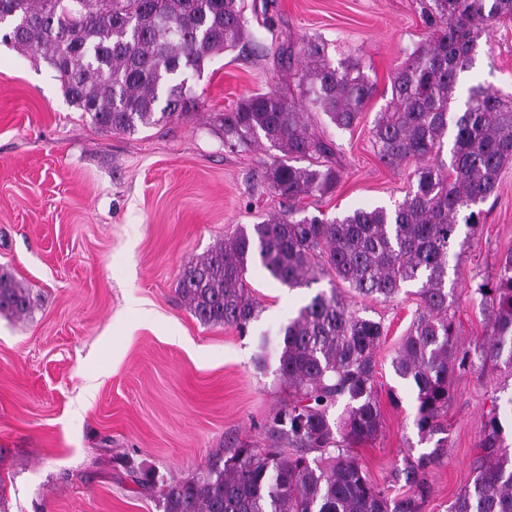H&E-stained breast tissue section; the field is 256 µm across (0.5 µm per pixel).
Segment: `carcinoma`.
<instances>
[{
  "mask_svg": "<svg viewBox=\"0 0 512 512\" xmlns=\"http://www.w3.org/2000/svg\"><path fill=\"white\" fill-rule=\"evenodd\" d=\"M428 39L390 78V98L372 137L380 159L424 161L410 190L392 209H355L333 220L300 215L298 202L335 192V146L316 131L324 114L341 130L359 122L374 85L358 59L333 62L327 43L296 44L277 37L275 61L286 90L257 92L217 113L224 142L254 151L266 142L278 154L262 161L270 188L288 207L241 226L207 256L182 267L178 292L203 325L248 332L262 311L247 285L260 265L288 288L335 276L359 296L392 299L420 283L421 309L401 339L391 366L416 392L417 426L433 449L408 459L401 475L409 494L397 498L375 485L353 446L382 428L376 353L379 321L349 308L336 289L320 292L281 329L280 377L293 400L265 424L266 444L242 443L216 457L196 477L167 485L163 512H423L431 468L448 453L451 386L461 372L489 361L512 369V247L493 280L475 289L488 336L465 346L448 316L451 258L459 256L460 223L475 233L477 206L494 194L512 164V96L491 86L469 90L464 108L450 111L461 74L473 64L478 40L512 19V0H419ZM5 41L58 74L65 97L106 132L134 134L195 109L189 76L250 37L246 0H0ZM452 136L450 161L440 156ZM308 165L298 167L296 161ZM31 309L27 289L0 272V315ZM343 413L333 416L338 404ZM472 485L449 512H512V449L504 444L497 407L482 418Z\"/></svg>",
  "mask_w": 512,
  "mask_h": 512,
  "instance_id": "cac0c4a2",
  "label": "carcinoma"
}]
</instances>
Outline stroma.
Segmentation results:
<instances>
[{
    "label": "stroma",
    "instance_id": "35a3bbf8",
    "mask_svg": "<svg viewBox=\"0 0 512 512\" xmlns=\"http://www.w3.org/2000/svg\"><path fill=\"white\" fill-rule=\"evenodd\" d=\"M294 42L322 37L333 60H362L376 91L359 124L337 129L312 118L335 145L334 194L302 200L306 214L340 217L392 207L418 167L390 166L372 143L390 77L428 37L417 0H256ZM252 39L214 57L191 79L188 117L128 135L99 129L65 98L56 72L0 43V270L30 293L21 317H0V484L6 512H163L166 486L203 472L213 453L262 444L264 425L288 403L275 352L262 338L319 292L338 289L359 315L382 322L376 355L383 428L353 447L370 480L405 493L395 473L429 452L416 425L412 386L391 358L416 314L417 287L393 299L359 297L321 278L287 288L251 267L247 282L262 311L247 335L205 326L182 303L178 275L238 226L279 211L262 177L268 147L229 148L214 117L243 96L277 88L274 30L250 19ZM484 83L512 93V20L480 39L459 96ZM482 222L451 261V313L458 339L486 334L474 296L512 246V166L481 205ZM498 407L512 446V371L487 365L459 374L448 412V454L430 471L424 512H449L472 484L481 420ZM150 472L142 490L132 472Z\"/></svg>",
    "mask_w": 512,
    "mask_h": 512
}]
</instances>
